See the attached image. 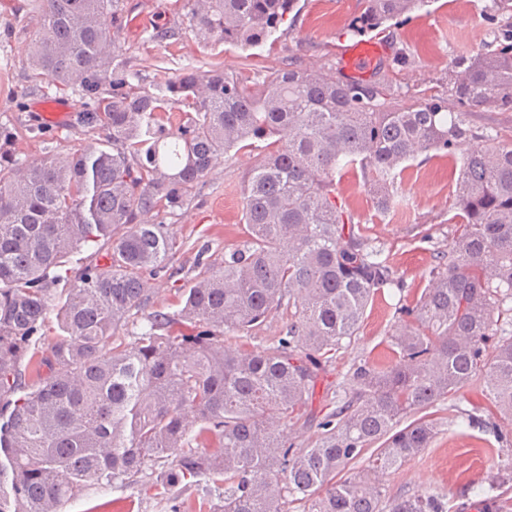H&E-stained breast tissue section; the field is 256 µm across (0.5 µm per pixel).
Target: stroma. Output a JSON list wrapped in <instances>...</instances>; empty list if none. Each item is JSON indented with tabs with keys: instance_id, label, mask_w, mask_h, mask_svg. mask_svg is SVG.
Returning a JSON list of instances; mask_svg holds the SVG:
<instances>
[{
	"instance_id": "obj_1",
	"label": "stroma",
	"mask_w": 512,
	"mask_h": 512,
	"mask_svg": "<svg viewBox=\"0 0 512 512\" xmlns=\"http://www.w3.org/2000/svg\"><path fill=\"white\" fill-rule=\"evenodd\" d=\"M29 3L0 0V126L12 131L14 149L31 159L96 145L101 132L82 124L53 128L43 135L38 132L39 118L31 112L30 103L47 97L70 101L74 95L67 87L48 88L31 78L28 52L36 19ZM182 3L123 0L117 43L144 89L165 84L188 65L225 67L252 79L281 67L338 72L340 49L351 42L347 29L363 9V0H297L269 37L242 49L199 41L188 29ZM498 6V0H428L426 6L388 22L385 34L391 51L403 53L410 61L408 69L393 75V82L408 89L415 99L446 89L454 62L492 40L501 19ZM156 29L167 31V38L152 40L150 34ZM256 160L253 151H234L218 158L202 186L187 192L183 207L164 215L177 244L166 269L152 281L153 291L142 314L176 311L179 289L189 287L198 273L195 259L200 248H207L210 263L218 265L224 260L225 248L242 241L243 179ZM455 179L454 168L445 157L431 154L410 162L399 182L406 218L394 223L389 214L376 209L359 172L349 171L337 178V194L362 234L398 271L405 289H386L384 299L368 307L357 336L344 340L337 351L326 385L341 380L355 360L381 351L397 322L395 307L401 294H418L427 286L438 252L447 251L452 237L449 219ZM496 445L488 433L442 432L431 448L388 477V491L395 495L449 489L456 494V512H472V498L465 495V486L484 480L494 464L492 449ZM62 512H169V504L138 482L91 487L86 496L65 504Z\"/></svg>"
}]
</instances>
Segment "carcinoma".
<instances>
[{"mask_svg": "<svg viewBox=\"0 0 512 512\" xmlns=\"http://www.w3.org/2000/svg\"><path fill=\"white\" fill-rule=\"evenodd\" d=\"M427 2L364 0L349 33ZM295 4L185 9L196 37L246 48ZM500 4L495 41L456 63L446 92L393 106L387 65L358 83L307 69L251 83L195 67L145 91L117 51L122 0H32V78L72 89L103 138L66 164L31 161L8 149L0 126V512H51L92 485L139 476L169 502L190 480L202 503L219 500L212 512H288L290 500L305 512H451V493L391 496L384 480L462 426L501 444L491 481L468 490L484 512H512V143L468 121L512 110V3ZM270 137L244 179L242 243L220 267L198 258L179 310L147 316L133 342H117L175 244L170 225L147 216L182 207L221 155ZM431 152L459 166L451 246L398 308L385 360L353 363L317 420L313 395L343 339L384 288L403 287L336 194V175L360 171L388 212L400 205L403 164ZM102 241L108 261L65 281L58 331L44 341L55 270ZM284 309L285 335L246 349L243 338ZM477 376L490 407L432 412ZM283 421L320 435L287 443Z\"/></svg>", "mask_w": 512, "mask_h": 512, "instance_id": "cac0c4a2", "label": "carcinoma"}]
</instances>
